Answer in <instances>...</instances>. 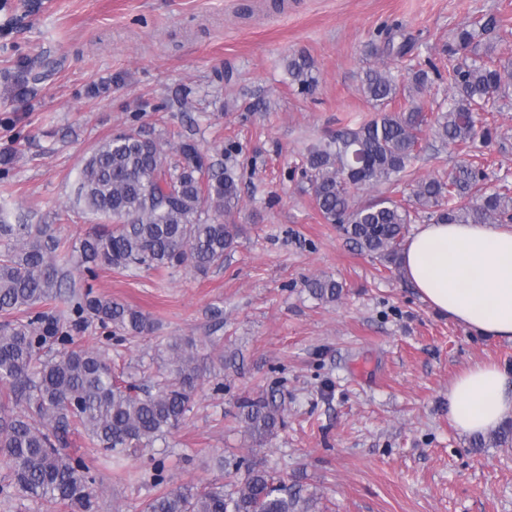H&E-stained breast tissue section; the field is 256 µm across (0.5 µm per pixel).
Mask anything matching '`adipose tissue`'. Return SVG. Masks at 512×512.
<instances>
[{
  "label": "adipose tissue",
  "instance_id": "obj_1",
  "mask_svg": "<svg viewBox=\"0 0 512 512\" xmlns=\"http://www.w3.org/2000/svg\"><path fill=\"white\" fill-rule=\"evenodd\" d=\"M402 267L421 299L460 325L512 341V230L489 224H427L406 244ZM448 417L463 434L512 417V374L476 363L448 388Z\"/></svg>",
  "mask_w": 512,
  "mask_h": 512
}]
</instances>
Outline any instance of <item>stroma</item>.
Instances as JSON below:
<instances>
[{
  "label": "stroma",
  "mask_w": 512,
  "mask_h": 512,
  "mask_svg": "<svg viewBox=\"0 0 512 512\" xmlns=\"http://www.w3.org/2000/svg\"><path fill=\"white\" fill-rule=\"evenodd\" d=\"M491 17L512 27V0H0V153L14 156L0 208L10 223L84 237L100 218L75 202L82 162L132 130L171 159L194 139L236 173L242 234L222 266L75 274L77 292L149 314L152 336L110 341L97 323L74 327L66 301L45 308L76 343L107 346L116 371L142 387L157 341L197 340L209 372L168 439L169 487L223 482L216 457L231 449L265 458L320 512H512V418L470 437L448 419L453 379L477 362L512 369V341L433 311L401 269L354 249L316 212L300 173L309 145L371 115L368 68L388 64L409 83L425 59L447 65L457 28ZM385 30L409 44L406 55L388 54ZM300 52L319 71L304 97L286 70ZM22 59L42 78L17 100ZM477 127L492 139L465 151L427 136L415 178L447 177L474 155L487 188L512 183V103L479 113ZM324 275L343 285L336 302L304 286ZM271 392L285 426L255 448L238 405ZM65 450L95 473L98 512H140L156 493L149 453L115 468L75 432Z\"/></svg>",
  "instance_id": "obj_1"
}]
</instances>
